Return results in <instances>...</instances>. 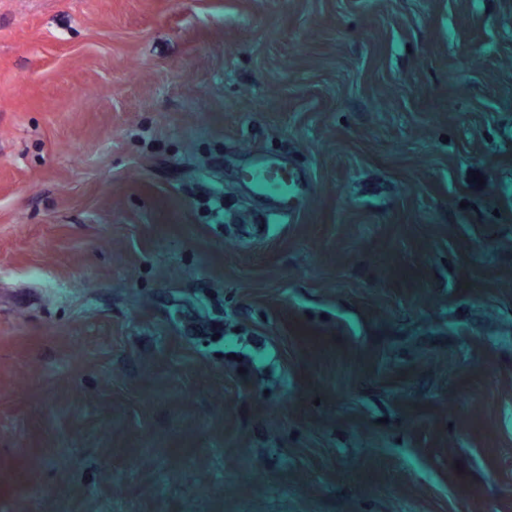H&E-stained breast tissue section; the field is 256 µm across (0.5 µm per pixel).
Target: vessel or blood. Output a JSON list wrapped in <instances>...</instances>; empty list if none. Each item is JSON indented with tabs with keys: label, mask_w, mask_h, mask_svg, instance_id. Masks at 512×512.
I'll list each match as a JSON object with an SVG mask.
<instances>
[{
	"label": "vessel or blood",
	"mask_w": 512,
	"mask_h": 512,
	"mask_svg": "<svg viewBox=\"0 0 512 512\" xmlns=\"http://www.w3.org/2000/svg\"><path fill=\"white\" fill-rule=\"evenodd\" d=\"M247 180L257 195L279 201V216H294L302 196L303 181L284 162L273 156H257L247 171Z\"/></svg>",
	"instance_id": "b4317fda"
}]
</instances>
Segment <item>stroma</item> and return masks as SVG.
<instances>
[{"label": "stroma", "mask_w": 512, "mask_h": 512, "mask_svg": "<svg viewBox=\"0 0 512 512\" xmlns=\"http://www.w3.org/2000/svg\"><path fill=\"white\" fill-rule=\"evenodd\" d=\"M0 512H512V0H0ZM246 174L254 193L280 202V208L275 210L277 215L294 216L303 189L298 174L277 157L267 155L255 157Z\"/></svg>", "instance_id": "35a3bbf8"}]
</instances>
